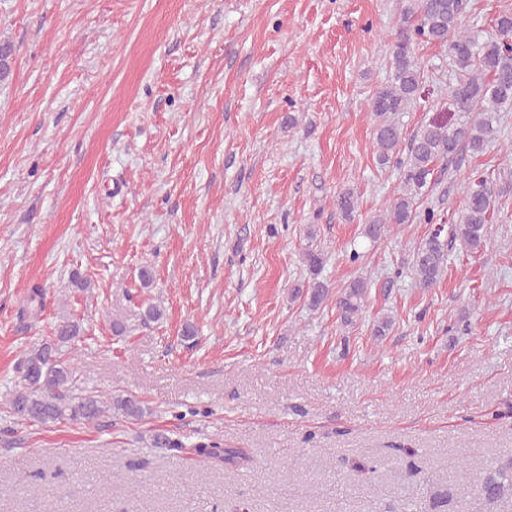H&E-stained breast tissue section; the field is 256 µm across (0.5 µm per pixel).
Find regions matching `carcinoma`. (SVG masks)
<instances>
[{
    "label": "carcinoma",
    "instance_id": "obj_1",
    "mask_svg": "<svg viewBox=\"0 0 512 512\" xmlns=\"http://www.w3.org/2000/svg\"><path fill=\"white\" fill-rule=\"evenodd\" d=\"M468 9L469 0H402L390 48L389 75L367 103L377 164L399 170L401 186L383 212L367 225L365 236L375 242L396 226L417 221L436 225L412 253L411 274L423 290L440 282L453 249L477 253L486 247L489 224L493 223L500 198L493 182L474 175L469 178L461 206L451 214V224L443 223L441 186L449 168L456 166L465 153L484 152L500 132L502 113L512 112V12L506 10L495 16L493 32L487 33L478 24L466 21ZM425 42L448 51L455 68L453 81L448 83V109L462 114L464 120L432 118L422 123L404 151L400 115L423 99L429 79L416 54V47ZM14 52L11 43H0V82L9 77ZM425 196H433L435 201L424 207ZM335 202L337 211L350 220L359 208V195L345 188L337 193ZM324 261L320 251L303 252V263L314 276ZM367 296L368 281L361 277L342 285L334 296L316 280L305 293L312 309L335 304L345 326L353 324L362 313ZM42 299V287H30L20 317L38 316ZM84 333L79 321L67 319L55 326L52 336L24 352L18 362L22 387L5 398L12 417L41 425L64 421L93 425L108 412L135 418L150 412L131 398L107 403L95 395L76 393L78 384L68 355L77 353ZM197 452L208 461L230 465L246 460L240 449L217 444ZM478 492L489 504L512 503V458L480 478Z\"/></svg>",
    "mask_w": 512,
    "mask_h": 512
}]
</instances>
